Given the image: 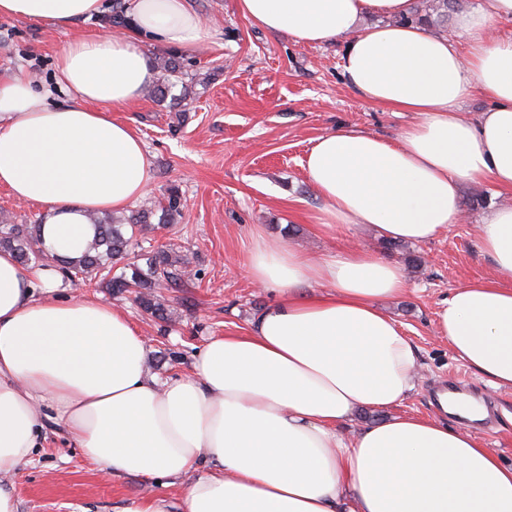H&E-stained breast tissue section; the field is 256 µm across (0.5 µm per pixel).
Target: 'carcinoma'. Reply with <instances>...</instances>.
<instances>
[{"instance_id": "cac0c4a2", "label": "carcinoma", "mask_w": 512, "mask_h": 512, "mask_svg": "<svg viewBox=\"0 0 512 512\" xmlns=\"http://www.w3.org/2000/svg\"><path fill=\"white\" fill-rule=\"evenodd\" d=\"M455 0H420L404 21L412 24L444 27L448 22V8ZM160 77L149 91L151 98H162L183 72L176 58L158 63ZM184 203L175 188L167 197L141 212H135L120 223L112 215L96 217V238L78 260H59L66 279L83 285L108 288L123 293L129 287L137 288V301L141 308L158 320L167 319L166 309L155 289L162 283L175 285L181 280L182 269L189 264L187 255H178L171 247H161L146 252V268L138 264L140 255L132 247L138 235L151 228L153 216L166 226L175 223L182 214ZM38 224H15L7 218L0 219V250L8 251L23 265L36 263L45 257L39 242Z\"/></svg>"}]
</instances>
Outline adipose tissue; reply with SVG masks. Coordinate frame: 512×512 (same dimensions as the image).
I'll return each instance as SVG.
<instances>
[{"instance_id":"adipose-tissue-1","label":"adipose tissue","mask_w":512,"mask_h":512,"mask_svg":"<svg viewBox=\"0 0 512 512\" xmlns=\"http://www.w3.org/2000/svg\"><path fill=\"white\" fill-rule=\"evenodd\" d=\"M105 0H0V16L69 28ZM253 25L303 45L345 43L342 72L366 100L411 112L395 138L338 129L305 163L323 200V233L367 224L384 238L434 240L462 223L461 184L512 190V0H483L460 38L404 23L413 0H238ZM124 34L69 42L53 103L20 72L0 76V185L45 208L53 264L22 267L0 251V512H19L5 477L38 446L41 409L101 471L181 485L125 512H512V465L470 431L399 413L413 389L415 346L379 306L407 289L401 267L353 243L303 254L262 233L245 268L274 299L241 333L212 336L188 373L151 372L127 314L81 293L37 298L62 282L61 259L96 235L90 215L142 197L151 162L120 111L156 78L144 39L194 50L211 33L190 0H128ZM380 25L360 29L363 18ZM490 107L463 117L472 95ZM479 244L496 275L454 288L436 331L496 389H512V206L492 210ZM389 419L346 435L357 410Z\"/></svg>"}]
</instances>
